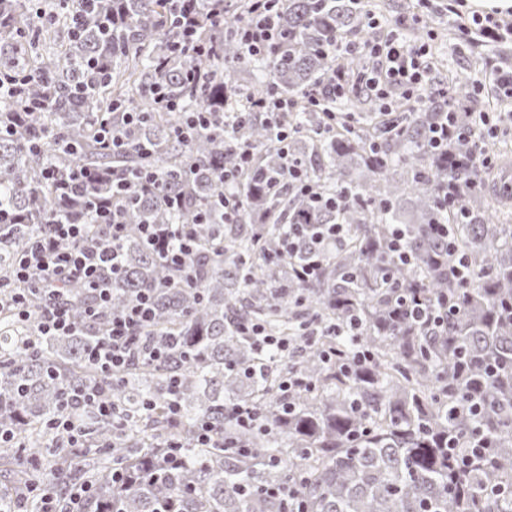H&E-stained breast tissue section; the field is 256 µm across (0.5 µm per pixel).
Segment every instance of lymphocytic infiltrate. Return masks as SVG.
I'll use <instances>...</instances> for the list:
<instances>
[{
	"mask_svg": "<svg viewBox=\"0 0 512 512\" xmlns=\"http://www.w3.org/2000/svg\"><path fill=\"white\" fill-rule=\"evenodd\" d=\"M280 2L253 0V17L239 32L250 55H263L283 47L285 36L277 13ZM463 5L464 0H449L448 3L452 22L463 31L475 30L494 41L512 42L511 18L494 13L468 15L463 12ZM172 15L177 30V50L205 53V46L197 40L203 18L197 0H177ZM336 54L340 57L361 54L371 61L372 66L369 71L357 74L342 69L333 71L327 83L304 93L306 104L317 107L324 100L356 92L375 100L380 112L389 116L397 111L396 100L402 97L412 101L416 109L439 112V119L426 136L431 151L439 152L447 149L449 142L464 140L470 143L471 150L455 159L457 168L478 176L492 165L493 159L483 146L485 137L494 129L492 116L483 113L473 123L462 122L459 95L445 88H435L429 78L426 46L409 45L399 32L393 31L382 41L341 43ZM120 211L118 201L108 200L94 206L86 224H74L59 215H52L7 273V282L31 285L50 296L51 301L38 326L42 335H68L75 330L68 308L55 300L61 285L80 282L92 290L89 316H97L109 304L108 277L122 268L120 243L125 226L120 222ZM143 233L164 247L163 258L171 270L188 268L197 246L192 227L171 224L163 229L149 224ZM153 316L151 294L139 293L122 312L113 314L105 338L90 346L89 362L100 373L109 375L126 367L135 356L146 362L162 359V350L141 342Z\"/></svg>",
	"mask_w": 512,
	"mask_h": 512,
	"instance_id": "1",
	"label": "lymphocytic infiltrate"
}]
</instances>
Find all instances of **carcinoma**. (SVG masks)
Wrapping results in <instances>:
<instances>
[{"instance_id": "cac0c4a2", "label": "carcinoma", "mask_w": 512, "mask_h": 512, "mask_svg": "<svg viewBox=\"0 0 512 512\" xmlns=\"http://www.w3.org/2000/svg\"><path fill=\"white\" fill-rule=\"evenodd\" d=\"M172 5L99 0L96 17L82 0H0V68L24 83L25 96L42 101L26 126L0 137V205L18 216L0 223V278L51 213L69 211L78 224L87 218L60 201L46 169L153 165L162 174L153 192L128 187L124 268L112 277V301L98 319L86 318L91 290L73 283L58 300L69 306L76 333L40 336L47 298L27 292L22 318L11 305L16 289L0 290V428L9 431L0 472L28 486L23 509L40 512L50 494L69 512L72 491L88 485L83 512H162L165 502L174 512H287L275 491L300 475L307 512H512V225L500 223L471 176L448 162L468 145L425 150V132L438 119L429 111L412 113L392 134L376 122L324 135L326 113L336 111L327 101L282 118L293 129L285 158L266 114L240 123L233 113L271 80L297 99L325 81L334 57L323 49L358 28L370 4L283 0L286 43L260 58L248 56L237 36L250 18L249 0L199 29L197 37L213 47L201 56L173 51ZM160 58L169 60L163 70ZM235 64L250 67L253 88L224 75ZM189 71L198 76L193 84L185 82ZM159 85L178 111L156 108ZM128 112L141 119L127 124ZM195 112L211 113V127L185 139L177 129ZM103 119L122 132V150L100 148ZM376 139L374 153L369 143ZM242 141L257 147L253 172L226 188L220 173L237 166L233 143ZM142 143L150 156L140 152ZM289 158L332 203H315L284 181ZM450 181L457 193L455 211L447 213L440 197ZM226 190L242 200L232 224L224 216ZM171 194L182 206H168ZM199 213L197 256L187 272H172L140 226L191 224ZM292 224L302 226L303 238L286 256ZM317 224H344L347 232L324 251L318 276L301 281L295 269L312 255ZM438 224L448 225L458 252L483 273L473 286L462 288L452 276ZM397 225L413 254L410 265L387 248ZM188 274L199 287L184 285ZM147 288L156 308L148 335L165 358L101 377L86 350L103 337L110 316ZM447 293L458 298V310L441 328L398 304L413 295L432 304ZM352 319L354 335H327ZM249 323L288 339L291 355L257 352L241 331ZM328 349L336 352L334 364L323 359ZM359 351L369 357L355 364ZM288 374L310 386L283 394ZM173 380L175 426L166 415ZM94 384L112 397L116 416L75 400ZM230 402L256 404L265 428L224 421ZM69 414L99 451L57 429ZM200 420L214 425L215 447H198ZM226 435L248 452L224 449ZM451 438L486 445L460 485L448 467ZM115 472L122 482L112 480Z\"/></svg>"}]
</instances>
